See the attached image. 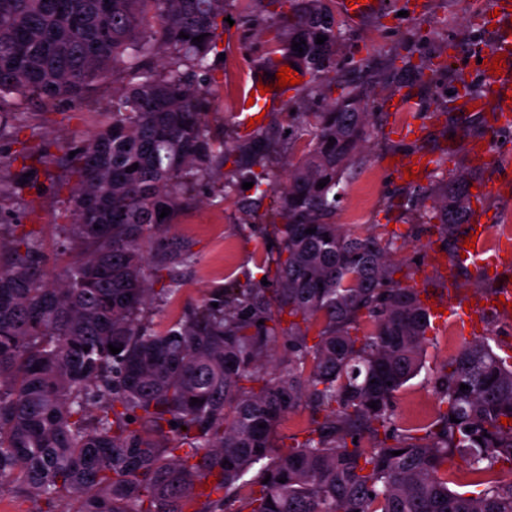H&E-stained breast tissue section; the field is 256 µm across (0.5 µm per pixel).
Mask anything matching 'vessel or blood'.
Wrapping results in <instances>:
<instances>
[{"label":"vessel or blood","mask_w":512,"mask_h":512,"mask_svg":"<svg viewBox=\"0 0 512 512\" xmlns=\"http://www.w3.org/2000/svg\"><path fill=\"white\" fill-rule=\"evenodd\" d=\"M341 14L349 19L356 20L379 11L380 6L375 0H337ZM482 28L488 29L493 35L491 45L476 49L475 54L481 57L482 62L478 69L481 76L484 92L489 98H502L512 93V0H486L485 7L479 19ZM502 57L505 67L502 73H491L487 62L493 57ZM269 103L268 96L255 95L252 105H240L235 114L237 126L241 133H248V122L261 112H264ZM490 232L485 218L475 215L467 226V237L473 238L475 247L465 250L457 247V255L463 256L467 265L493 268L496 257L487 254L484 242Z\"/></svg>","instance_id":"1"}]
</instances>
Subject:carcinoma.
Returning <instances> with one entry per match:
<instances>
[{
  "label": "carcinoma",
  "instance_id": "1",
  "mask_svg": "<svg viewBox=\"0 0 512 512\" xmlns=\"http://www.w3.org/2000/svg\"><path fill=\"white\" fill-rule=\"evenodd\" d=\"M223 14L224 0H0V112L17 100L80 107L108 76L122 83L95 132L40 156L76 178L78 252L64 277L48 279L35 232L7 248L0 225V495L33 496L39 512H512V482L499 477L512 466V424L501 423L512 418V363L489 339L433 374L443 410L425 435L396 421L429 315L388 272L393 242L333 222L367 137L359 91L302 113L290 138L309 141L285 184L240 173L285 220L264 261L272 287L217 288L152 326L154 300L179 291L172 278L154 292V274L196 259L165 228L224 157L208 124ZM339 36L325 0H296L275 49L321 80L336 71ZM470 197L465 180L443 182L421 218L451 235ZM298 411L309 426L276 450L278 421ZM457 450L475 491L448 487Z\"/></svg>",
  "mask_w": 512,
  "mask_h": 512
}]
</instances>
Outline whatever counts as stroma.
Masks as SVG:
<instances>
[{
	"mask_svg": "<svg viewBox=\"0 0 512 512\" xmlns=\"http://www.w3.org/2000/svg\"><path fill=\"white\" fill-rule=\"evenodd\" d=\"M294 0H224L225 58L216 62L212 81L209 126L228 144L241 133L233 119L251 78L278 73L287 63L272 53L273 33L267 26L247 23L250 14L277 13L292 17ZM341 36L336 45L339 62L336 73L321 84L320 95H311V76L287 90H275L272 101L259 122L267 135L277 140L265 164L278 182H286L289 163L298 161L302 143L288 144L286 132L296 113L316 112L342 99L351 87H359L370 112V137L359 153L362 160L344 180V191L336 211V221L365 235L380 231L392 238L390 255L394 273L405 276L409 286L438 302L450 300L471 306L465 323L452 320L433 325L428 333L420 374L397 393L394 406L399 425H406L410 413L428 410L437 417L439 404L430 375L452 357V347L466 340L490 336L500 347L512 345V312L496 313L479 307L480 296L507 287L512 278L504 272H487L458 263L453 239L438 230H421L416 213L405 210L403 198L410 191L433 192L448 177H466L472 186H486L477 208L487 213L492 238L512 226V197L495 191V183L512 177V128L493 130L490 117L500 104L490 100L484 112L472 114L460 109L462 88L473 95L483 93L482 82L469 55L473 42L491 43L492 37L475 25L465 10V0H384L381 11L358 21L337 16ZM118 85L107 79L93 87V108L76 111L62 106L40 111L19 102L15 111L25 113L26 126L18 139L0 138V155L13 162L0 174L5 191L0 194V222L23 224L40 237L50 278H58L73 252L67 239L72 222L69 197L75 184L63 165L45 166L41 151L59 154L62 145L77 136L95 131L106 119L101 107ZM410 98L406 111L393 103L398 95ZM412 122L419 126L418 137L395 136V128ZM491 137L494 146L487 164H475L465 145L474 137ZM27 146L28 158H15L20 146ZM424 152L433 164L419 180L408 181L390 166L392 158H408ZM238 167L235 152H227L224 164L207 186L198 188L195 199L168 227V238L191 244L198 261L176 270L179 295L154 311V325L163 327L176 319L183 305L200 302L218 288L232 282H246L268 254L274 240L275 224L269 214L270 198L259 190L243 189L233 175ZM374 182L375 193L366 206H358L356 190ZM26 183L17 191V183ZM232 245V258H225V245Z\"/></svg>",
	"mask_w": 512,
	"mask_h": 512,
	"instance_id": "35a3bbf8",
	"label": "stroma"
}]
</instances>
